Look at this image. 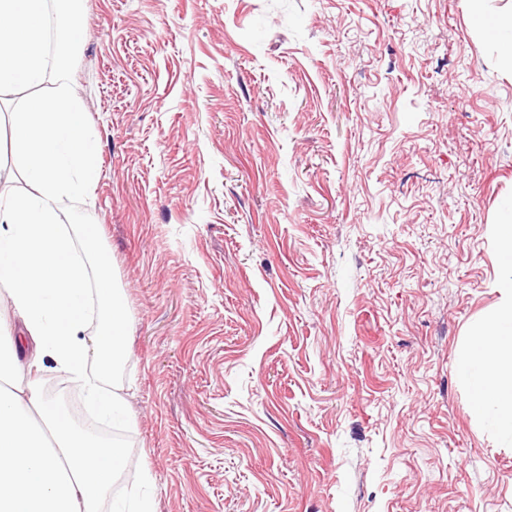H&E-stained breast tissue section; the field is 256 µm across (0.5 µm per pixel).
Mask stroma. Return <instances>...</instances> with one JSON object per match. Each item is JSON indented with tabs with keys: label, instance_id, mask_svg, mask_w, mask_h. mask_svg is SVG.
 Instances as JSON below:
<instances>
[{
	"label": "stroma",
	"instance_id": "1",
	"mask_svg": "<svg viewBox=\"0 0 512 512\" xmlns=\"http://www.w3.org/2000/svg\"><path fill=\"white\" fill-rule=\"evenodd\" d=\"M127 314L112 489L156 512H512L457 369L500 306L512 69L466 0H82ZM0 126V195L31 192Z\"/></svg>",
	"mask_w": 512,
	"mask_h": 512
}]
</instances>
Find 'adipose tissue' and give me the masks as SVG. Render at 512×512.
Listing matches in <instances>:
<instances>
[{"mask_svg": "<svg viewBox=\"0 0 512 512\" xmlns=\"http://www.w3.org/2000/svg\"><path fill=\"white\" fill-rule=\"evenodd\" d=\"M80 0H0V89L52 76L51 96L32 97L13 113L18 164L33 183L0 197V293L5 294L44 356L21 370L0 353V512H99L120 476L127 449L77 425L43 394L42 361L79 384L100 417L126 421L123 400L108 386L127 344L124 302L94 224L60 223L62 198L90 193L100 176L83 105L69 88L68 64H48L46 34L61 52L78 41ZM101 323L86 330L93 314ZM472 357L458 377L476 412L491 414L512 435V302L498 307L470 340Z\"/></svg>", "mask_w": 512, "mask_h": 512, "instance_id": "obj_1", "label": "adipose tissue"}]
</instances>
